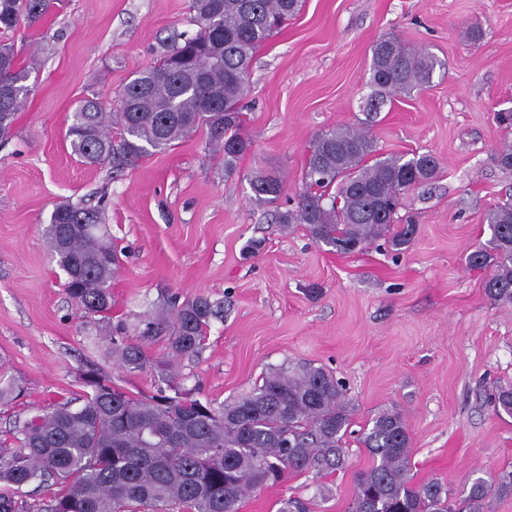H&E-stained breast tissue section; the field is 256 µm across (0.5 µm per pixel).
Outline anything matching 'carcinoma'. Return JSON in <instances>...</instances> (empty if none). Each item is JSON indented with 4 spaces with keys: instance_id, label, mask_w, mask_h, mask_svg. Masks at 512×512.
<instances>
[{
    "instance_id": "carcinoma-1",
    "label": "carcinoma",
    "mask_w": 512,
    "mask_h": 512,
    "mask_svg": "<svg viewBox=\"0 0 512 512\" xmlns=\"http://www.w3.org/2000/svg\"><path fill=\"white\" fill-rule=\"evenodd\" d=\"M301 0H190L194 35L162 42L157 63L120 92V108L108 112L86 99L74 113L68 136L74 154L90 164L109 162L122 171L152 151L205 133L231 173L252 148L242 132V100L256 50L298 12ZM55 7V0H0V137L13 131L26 103L29 71L20 65L15 36ZM443 63L384 35L371 46L367 104L407 96L429 83ZM440 162L431 153H378L371 134L343 126L315 136L295 206L276 214L279 224L306 226L332 251L345 242L364 248L381 237L400 250L415 233L395 223L403 195L431 182ZM268 203L284 186L273 174L251 180ZM490 238L467 256L472 268H491L484 284L494 302L512 305V197L484 214ZM102 229L99 208L61 203L46 228L65 291L88 314L112 309L110 281L120 267L118 246ZM217 310L203 296L167 299L146 320L138 339L119 325L105 339L107 354L126 372L149 363L158 339L167 354L155 363L159 385L134 397L92 366L74 400L47 405L16 421L0 442V512H241L244 498L306 470L334 473L345 465L353 405L344 385L321 367L279 368L253 391L231 402L201 401L173 383L175 368L198 356ZM357 442L370 465L356 478L348 512H488L494 495H512V471L475 479L456 499L436 480L416 485L411 476L412 438L402 415L378 412ZM53 482L48 498L29 503L14 492L30 483Z\"/></svg>"
}]
</instances>
